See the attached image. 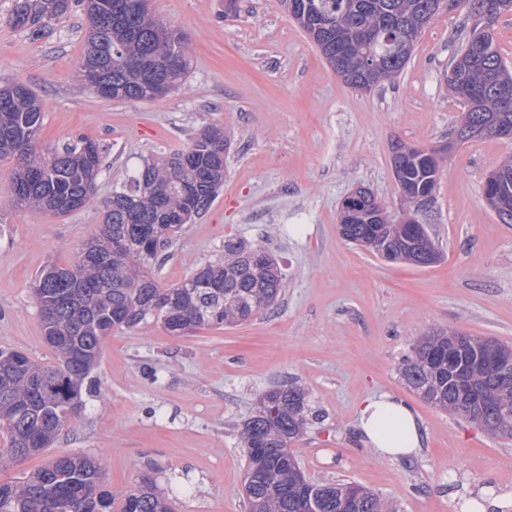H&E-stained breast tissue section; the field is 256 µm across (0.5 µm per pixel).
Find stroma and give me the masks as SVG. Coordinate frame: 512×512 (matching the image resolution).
Wrapping results in <instances>:
<instances>
[{
    "label": "stroma",
    "instance_id": "stroma-1",
    "mask_svg": "<svg viewBox=\"0 0 512 512\" xmlns=\"http://www.w3.org/2000/svg\"><path fill=\"white\" fill-rule=\"evenodd\" d=\"M239 6L228 18L224 0H149L188 37L190 72L167 95L118 101L74 77L87 29L81 6L36 38L14 27L13 0H0V86L21 81L42 98L40 145L86 135L105 147L99 197L203 126L230 133L224 187L156 267L161 286L222 255L230 237L263 246L285 277L274 307L238 327L177 337L151 317L113 332L94 370L100 396L43 454L0 465V482L81 453L102 461L113 491L150 477L169 491L172 512H249L239 428L264 392L293 383L323 412L291 446L311 481L355 483L397 512H452L454 486L511 494L512 440L430 405L400 372L416 338L434 328L512 346V224L483 198L512 140L448 145L465 106L444 76L474 19H436L400 76L365 93L336 77L280 0ZM397 141L441 151L433 199L416 215L442 253L426 267L386 262L339 230V203L355 187L399 208ZM98 222L94 206L63 217L0 208V348L54 363L34 279L66 264ZM380 394L415 411L425 436L416 456L382 457L357 431L362 403Z\"/></svg>",
    "mask_w": 512,
    "mask_h": 512
}]
</instances>
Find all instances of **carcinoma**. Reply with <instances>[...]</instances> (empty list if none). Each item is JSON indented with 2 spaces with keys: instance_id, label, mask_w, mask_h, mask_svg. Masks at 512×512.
Wrapping results in <instances>:
<instances>
[{
  "instance_id": "1",
  "label": "carcinoma",
  "mask_w": 512,
  "mask_h": 512,
  "mask_svg": "<svg viewBox=\"0 0 512 512\" xmlns=\"http://www.w3.org/2000/svg\"><path fill=\"white\" fill-rule=\"evenodd\" d=\"M88 21L74 76L109 100L147 101L153 82L174 90L189 73L185 34L161 23L141 0H79ZM471 0H281L337 78L355 88L377 87L399 76L422 32L437 18ZM72 0H15L14 26L38 37ZM446 84L459 95L467 82L478 104L468 105L454 130V144L501 137L512 129V66L492 33L471 35L453 57ZM44 119L40 97L26 84L0 86V159L13 158L14 207L66 216L96 202L104 152L89 137L52 148L39 145ZM398 166L397 213L369 190L339 206V229L349 242L389 262L429 266L441 259L423 225L411 216L430 202L441 168L435 154L399 141L391 146ZM230 139L221 125L201 128L187 148L160 155L133 177L130 189L101 202L96 234L65 266L51 265L36 278L33 295L56 363L41 366L26 354L0 349V464L27 459L50 447L97 393L92 372L105 339L149 317L172 336L234 327L274 305L285 287L277 260L263 247L224 240V257L182 281L160 286L153 262L184 226L205 213L224 186ZM502 209L512 213V157L491 175ZM460 370L448 372V352ZM408 384L428 403L512 439V347L495 338L435 330L421 337L402 363ZM320 417L308 391L284 385L265 392L243 424L247 448L244 492L250 512H384L365 488L343 505L346 484L314 483L299 472L290 445ZM100 462L61 453L19 482L0 483V512H171L150 478L119 494L103 485Z\"/></svg>"
}]
</instances>
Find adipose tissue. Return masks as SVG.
Masks as SVG:
<instances>
[{"label":"adipose tissue","instance_id":"adipose-tissue-1","mask_svg":"<svg viewBox=\"0 0 512 512\" xmlns=\"http://www.w3.org/2000/svg\"><path fill=\"white\" fill-rule=\"evenodd\" d=\"M356 428L384 457H407L421 448V430L415 414L404 402L386 394L365 401L358 413Z\"/></svg>","mask_w":512,"mask_h":512}]
</instances>
